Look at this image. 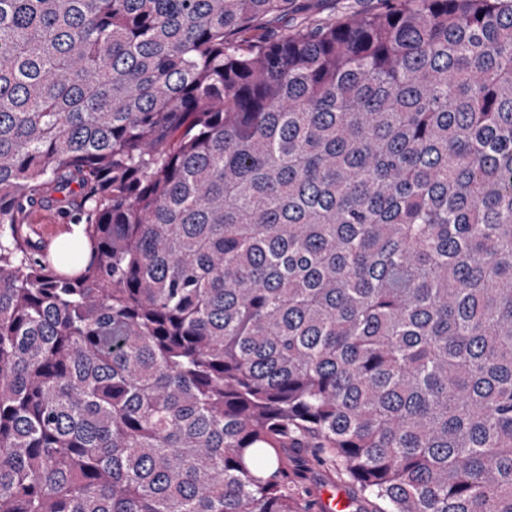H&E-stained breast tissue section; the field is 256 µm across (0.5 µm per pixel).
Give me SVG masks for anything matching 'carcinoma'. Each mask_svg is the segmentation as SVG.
<instances>
[{
	"label": "carcinoma",
	"instance_id": "1",
	"mask_svg": "<svg viewBox=\"0 0 512 512\" xmlns=\"http://www.w3.org/2000/svg\"><path fill=\"white\" fill-rule=\"evenodd\" d=\"M297 6L0 0V512H512V0ZM306 5L305 12L295 20L290 21L291 26L300 21L310 19H328L336 17V21L347 15L368 11L382 6L377 0H299ZM28 216H30L29 221L31 223L28 224L29 231L34 233L42 232V239L46 244H49L53 239L50 234L42 231L46 224L54 226L57 238L61 237L64 230L70 226L68 223L70 221L68 213L65 212L63 207L39 205L30 209ZM304 464L305 467L307 468L308 476L306 484L315 487L313 495L315 506L313 505V512H345L347 509L351 507L352 503L348 497H351L353 493L352 489L347 484L339 480H336V485L323 482L320 475L322 473L323 468L319 466L316 462H314L310 457L305 459ZM330 487H334L336 490L340 491H338L334 495L333 493L324 490L320 495V510L318 508L319 492L323 488ZM341 491H343L348 497Z\"/></svg>",
	"mask_w": 512,
	"mask_h": 512
}]
</instances>
